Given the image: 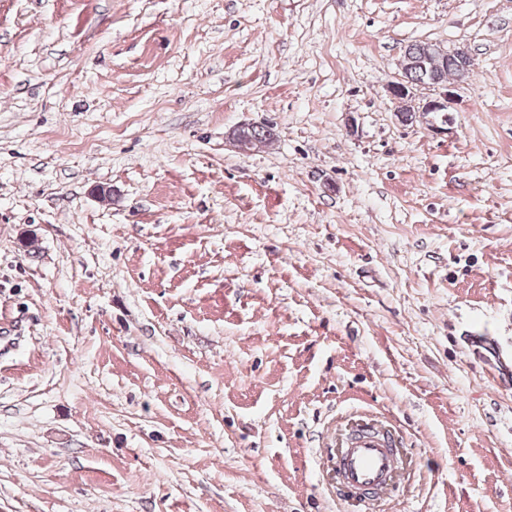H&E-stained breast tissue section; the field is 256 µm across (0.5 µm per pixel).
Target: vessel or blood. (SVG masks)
Masks as SVG:
<instances>
[{"label":"vessel or blood","instance_id":"b4317fda","mask_svg":"<svg viewBox=\"0 0 512 512\" xmlns=\"http://www.w3.org/2000/svg\"><path fill=\"white\" fill-rule=\"evenodd\" d=\"M336 467L344 494L370 499L392 478L396 467L394 449L384 433L364 425L340 453Z\"/></svg>","mask_w":512,"mask_h":512}]
</instances>
